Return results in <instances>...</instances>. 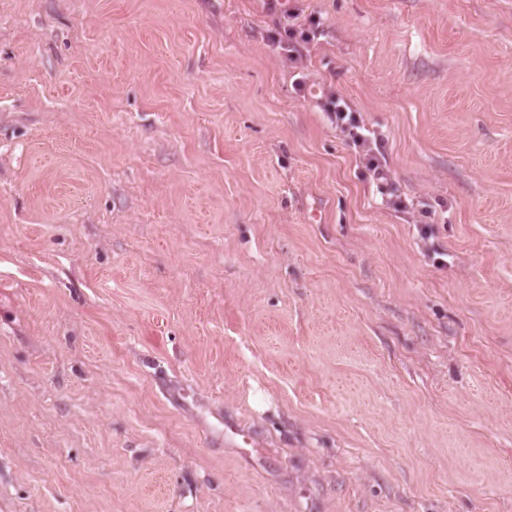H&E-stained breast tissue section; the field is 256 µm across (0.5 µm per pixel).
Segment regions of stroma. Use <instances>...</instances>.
I'll return each mask as SVG.
<instances>
[{
	"label": "stroma",
	"instance_id": "35a3bbf8",
	"mask_svg": "<svg viewBox=\"0 0 512 512\" xmlns=\"http://www.w3.org/2000/svg\"><path fill=\"white\" fill-rule=\"evenodd\" d=\"M288 8L0 0V512H512V0ZM320 104L331 122L345 134L359 156H362L365 162V177L367 174V177L376 185L377 190L384 197L385 204L394 209H406V202L390 191L389 168L378 159V155H383V140L377 136H371L373 132L366 126L361 113L352 110L331 87L322 88Z\"/></svg>",
	"mask_w": 512,
	"mask_h": 512
}]
</instances>
